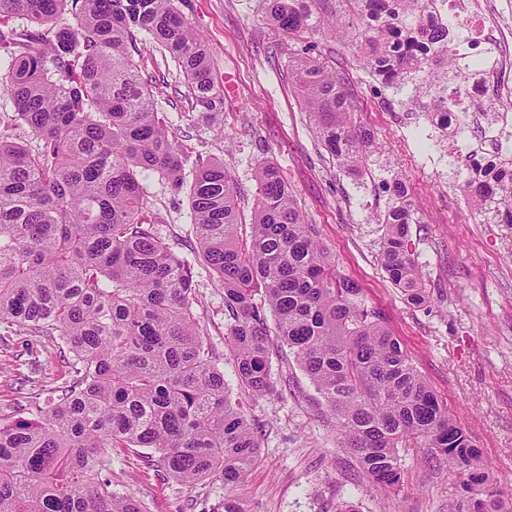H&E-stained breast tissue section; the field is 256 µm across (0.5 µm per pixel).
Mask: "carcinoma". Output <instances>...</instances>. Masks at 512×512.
<instances>
[{"label": "carcinoma", "instance_id": "cac0c4a2", "mask_svg": "<svg viewBox=\"0 0 512 512\" xmlns=\"http://www.w3.org/2000/svg\"><path fill=\"white\" fill-rule=\"evenodd\" d=\"M432 2L263 0L272 28L351 37L384 87L411 106L426 96L446 110L448 83L466 82L469 71L445 60L453 32L427 22ZM64 11L74 26L57 25ZM150 44L178 66L192 110L224 111L210 51L175 0H0V126L26 135L0 133V324L67 348L73 374L47 407L0 422V512H148L112 477V453L138 449L184 484L219 478L225 494L211 512H247L238 490L259 457L258 431L204 345L191 266L157 234L140 184L152 172L179 189L188 165L190 219L224 288L240 390L275 391V335L373 483L400 488L401 452L426 448L460 474L450 512H512V498L488 488L475 439L337 271L271 163L255 171L242 232L224 163L170 138L156 102L165 80L141 74L138 61ZM294 78L322 145L360 172L377 143L354 125L343 75L310 56ZM475 154L449 162L452 183L477 214L512 224V153L470 177ZM392 193L379 261L406 302L421 306L427 290L401 179Z\"/></svg>", "mask_w": 512, "mask_h": 512}]
</instances>
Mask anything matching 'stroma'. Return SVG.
Masks as SVG:
<instances>
[{"label":"stroma","mask_w":512,"mask_h":512,"mask_svg":"<svg viewBox=\"0 0 512 512\" xmlns=\"http://www.w3.org/2000/svg\"><path fill=\"white\" fill-rule=\"evenodd\" d=\"M178 7L209 46L217 77L233 75L238 97L210 116L192 111L170 56L155 47L144 51L146 73L166 79L157 102L172 137L224 163L246 220L255 169L278 167L338 270L359 285L476 438L493 487L512 495V225L484 223L449 180V160L467 155V146H441L435 123L408 111L360 66L353 48L321 34L293 41L273 30L261 0H179ZM308 55L335 59L347 77L355 123L380 144L365 175L339 167L298 101L292 68ZM397 177L408 187L411 249L430 293L419 308L404 300L378 258L391 198L386 185ZM140 183L160 218L158 235L193 268L203 340L221 354L231 396L259 432L260 457L241 489L248 512H344L349 504L356 512H448L459 474L445 462L425 461L417 448L403 457L399 491L376 486L340 447L331 410L292 357L272 362L276 392L257 397L238 389L224 290L197 252L188 193L149 172ZM68 377L67 358L51 341L0 325L1 415L46 403L49 389ZM112 469L126 473L128 491L149 512H182L188 503L193 512H210L225 492L215 478L184 485L158 475L133 453L113 455Z\"/></svg>","instance_id":"35a3bbf8"}]
</instances>
